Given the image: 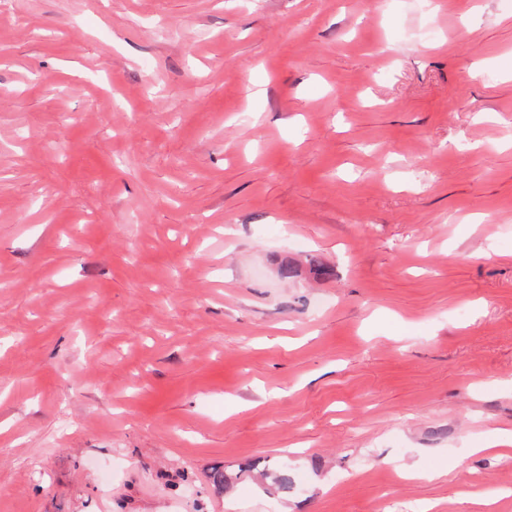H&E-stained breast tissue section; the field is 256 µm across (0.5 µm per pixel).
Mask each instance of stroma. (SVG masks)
Returning a JSON list of instances; mask_svg holds the SVG:
<instances>
[{"mask_svg": "<svg viewBox=\"0 0 512 512\" xmlns=\"http://www.w3.org/2000/svg\"><path fill=\"white\" fill-rule=\"evenodd\" d=\"M499 428L512 0H0V512H512Z\"/></svg>", "mask_w": 512, "mask_h": 512, "instance_id": "stroma-1", "label": "stroma"}]
</instances>
